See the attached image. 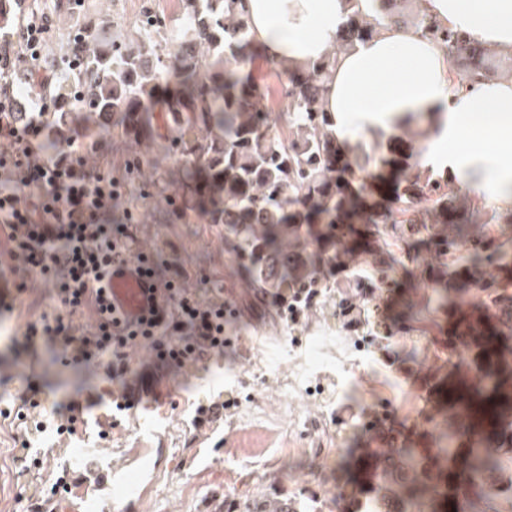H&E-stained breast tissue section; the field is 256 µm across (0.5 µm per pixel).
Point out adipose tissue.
Returning a JSON list of instances; mask_svg holds the SVG:
<instances>
[{
	"instance_id": "obj_1",
	"label": "adipose tissue",
	"mask_w": 512,
	"mask_h": 512,
	"mask_svg": "<svg viewBox=\"0 0 512 512\" xmlns=\"http://www.w3.org/2000/svg\"><path fill=\"white\" fill-rule=\"evenodd\" d=\"M443 26L512 56V0H420ZM251 43L284 71L305 70L335 52L345 0H244ZM323 108L339 144L402 142L408 118L428 132L411 150L421 168L458 175L467 189L512 210V77L452 85L445 52L412 27L382 25L336 52ZM491 136L493 151L465 149Z\"/></svg>"
}]
</instances>
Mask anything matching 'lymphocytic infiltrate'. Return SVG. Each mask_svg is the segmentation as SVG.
Wrapping results in <instances>:
<instances>
[{
  "label": "lymphocytic infiltrate",
  "instance_id": "obj_1",
  "mask_svg": "<svg viewBox=\"0 0 512 512\" xmlns=\"http://www.w3.org/2000/svg\"><path fill=\"white\" fill-rule=\"evenodd\" d=\"M18 107L14 97H0V271L14 281L13 290L0 292V309L24 304L34 281L49 288L53 306L11 337L14 364L26 363L37 341L49 342L64 365L112 380L128 408L136 397L131 357L137 349H146L164 376L223 356L234 344L224 330L238 309L208 288L204 271L189 274L173 244L161 253L141 250L133 217L122 210L120 181L87 166L79 135L44 139L49 103L23 123L13 117ZM127 261L163 290L152 318L112 315L104 282L113 264ZM192 276L198 289L186 286ZM79 314L89 315L92 326L77 324Z\"/></svg>",
  "mask_w": 512,
  "mask_h": 512
}]
</instances>
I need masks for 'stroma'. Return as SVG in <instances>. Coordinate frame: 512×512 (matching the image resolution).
I'll use <instances>...</instances> for the list:
<instances>
[{
	"label": "stroma",
	"mask_w": 512,
	"mask_h": 512,
	"mask_svg": "<svg viewBox=\"0 0 512 512\" xmlns=\"http://www.w3.org/2000/svg\"><path fill=\"white\" fill-rule=\"evenodd\" d=\"M100 6L115 30L137 25L149 8L170 24L177 15L176 0H100ZM245 55L244 74L270 86L275 109L285 108L287 74L255 48H246ZM145 152V146L114 131L93 156L97 166L124 177V204L140 227L142 247L149 250L163 241H176L189 270L205 269L211 287L223 289L238 308V317L226 327L235 344L223 359L161 384L157 408L139 424L130 422L128 410L110 403L104 407L110 424L99 426L91 416L71 436L57 435L52 429L56 409L82 390L96 392L109 383L63 366L57 351L40 345L34 371L50 387L39 415L48 427L41 433L29 432L28 438L33 450L42 453L43 465L34 479L18 473L12 462L16 429L0 417V512H26V498L35 486L43 498L60 502L85 496L86 512H100L112 499V486L86 489L78 471L79 449H92L98 469L108 475L116 463L139 466L143 459L158 454L159 444L164 447L162 464L143 484L146 512H210L213 500L232 504L254 497L291 498L318 512H351V504L340 501L338 493L356 471L355 458L375 445L365 419L377 390L383 386L389 390L385 411L394 432L438 438L433 421L436 398L429 380L446 374L450 364L473 365L477 354L472 346L449 353L443 332L449 314L471 315L482 292L462 291V282L455 277L458 267L450 265L448 285L459 294L455 303L437 308L422 275L431 255L406 262L387 293L364 302L367 312L382 309L388 330L380 332L370 322L360 329V336L371 339L360 355L362 373L332 359L313 368L309 381L324 384L321 401L327 416L319 423L302 420L296 439L303 454L291 456L270 448L265 455H257L248 444L257 429L288 427V416L279 405L288 399L291 332L275 310L257 308L248 278L224 249L223 225L209 223L194 211L171 221L164 198L172 192L168 176L178 165L176 158H165L155 167L127 169L129 160ZM215 399L234 400L233 413L207 437L197 438L192 424L195 410ZM501 462V491L472 494L466 512H512V454H504Z\"/></svg>",
	"instance_id": "stroma-1"
}]
</instances>
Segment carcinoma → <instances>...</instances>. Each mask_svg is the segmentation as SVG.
Here are the masks:
<instances>
[{
    "label": "carcinoma",
    "instance_id": "1",
    "mask_svg": "<svg viewBox=\"0 0 512 512\" xmlns=\"http://www.w3.org/2000/svg\"><path fill=\"white\" fill-rule=\"evenodd\" d=\"M375 15L363 14L359 0L350 7L336 48L308 70L289 76L288 107L276 114L267 87L240 76L249 41V21L241 0H178L181 26L173 33L160 17H145L138 29L123 34L88 0H55L53 8L83 13L80 29L61 41L58 59L38 70L56 114L67 117L88 103L95 111L88 124L98 134L111 118L124 119L123 133L140 137L155 113L165 117L162 132L150 138L156 157L179 156L181 169L174 196L211 224L224 225V245L253 287L315 292L300 303L303 314L333 303L336 323L344 331L359 324L363 285L393 283L394 267L379 255L410 237L427 235L448 275L461 237L458 224H471L478 203L449 188L448 174L413 169L395 146L376 161L390 169L394 206L378 212L367 204L354 181L364 179L371 164L365 148L345 150L336 143L334 123L323 111L322 95L338 51L371 37L381 23L412 25L439 44L453 66V79H490L512 75V57L496 53L464 34L449 30L432 16L407 18L406 0H379ZM42 0H0V64L13 56L9 32L43 18ZM58 66L74 68L57 84L45 73ZM389 224L373 250L346 246L361 224ZM300 254L297 273L288 258ZM499 309L502 326L512 329V294L486 288ZM493 344L497 363L475 366L471 377L439 376V414L446 431L436 448H420L405 436L382 452L371 475L375 496L366 512H429L459 508L476 488L490 490L501 469V452L512 450V336L480 335ZM462 393L448 397V390ZM494 417L487 428L463 422L472 405ZM467 461L464 477L452 472L457 458Z\"/></svg>",
    "mask_w": 512,
    "mask_h": 512
}]
</instances>
